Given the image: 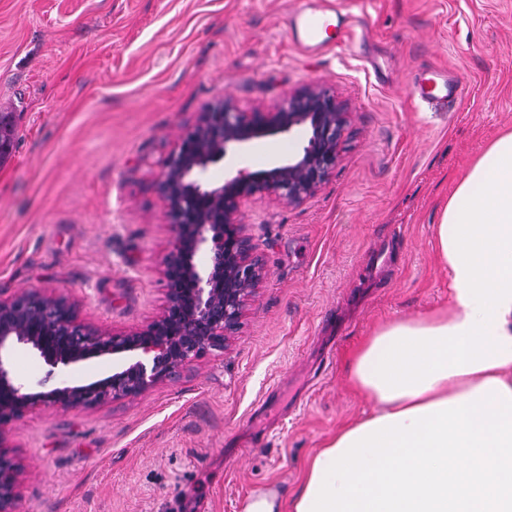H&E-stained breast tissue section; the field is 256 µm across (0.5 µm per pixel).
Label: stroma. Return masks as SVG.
Returning <instances> with one entry per match:
<instances>
[{
  "label": "stroma",
  "mask_w": 512,
  "mask_h": 512,
  "mask_svg": "<svg viewBox=\"0 0 512 512\" xmlns=\"http://www.w3.org/2000/svg\"><path fill=\"white\" fill-rule=\"evenodd\" d=\"M371 21L361 49L303 54L290 0H0V295L66 290L108 333L146 327L164 302L176 237L153 184L200 112H250L319 87L351 120L339 163L295 205L268 195L238 220L266 276L228 346L141 396L1 427L27 474L18 512H240L287 497L321 443L368 409L349 352L381 323L448 304L433 230L458 177L512 129V0H340ZM465 74L445 112L411 73ZM296 134L229 145L207 176L259 171Z\"/></svg>",
  "instance_id": "35a3bbf8"
}]
</instances>
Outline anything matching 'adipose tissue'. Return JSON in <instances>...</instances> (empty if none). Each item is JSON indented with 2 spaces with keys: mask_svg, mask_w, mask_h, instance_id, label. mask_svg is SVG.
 Returning a JSON list of instances; mask_svg holds the SVG:
<instances>
[{
  "mask_svg": "<svg viewBox=\"0 0 512 512\" xmlns=\"http://www.w3.org/2000/svg\"><path fill=\"white\" fill-rule=\"evenodd\" d=\"M448 305L378 327L349 356L369 405L310 458L291 498L241 512H512V130L434 227Z\"/></svg>",
  "mask_w": 512,
  "mask_h": 512,
  "instance_id": "1",
  "label": "adipose tissue"
}]
</instances>
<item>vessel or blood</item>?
I'll return each instance as SVG.
<instances>
[{"mask_svg": "<svg viewBox=\"0 0 512 512\" xmlns=\"http://www.w3.org/2000/svg\"><path fill=\"white\" fill-rule=\"evenodd\" d=\"M288 37L302 51L324 55L363 44L368 23L335 0H294L287 13ZM470 92L459 74L424 65L417 69L411 95L434 111H448Z\"/></svg>", "mask_w": 512, "mask_h": 512, "instance_id": "b4317fda", "label": "vessel or blood"}]
</instances>
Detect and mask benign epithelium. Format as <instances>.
I'll return each instance as SVG.
<instances>
[{
    "label": "benign epithelium",
    "mask_w": 512,
    "mask_h": 512,
    "mask_svg": "<svg viewBox=\"0 0 512 512\" xmlns=\"http://www.w3.org/2000/svg\"><path fill=\"white\" fill-rule=\"evenodd\" d=\"M349 121L336 96L307 88L267 111L239 112L222 101L201 113L198 123L165 163L155 185L178 229L164 260L166 301L146 328L106 333L80 318L68 293L32 290L0 297V427L37 406L67 411L137 397L177 378L210 350L222 349L240 328L244 310L264 277L265 265L236 214L243 200L270 194L292 205L313 195L339 162ZM305 126L298 152L271 168L239 171L213 184L209 166L227 145L286 133ZM204 255V264L195 258ZM25 348L49 366L33 385L12 370ZM111 355L112 374L85 385L47 382L58 369ZM24 465L0 431V512H17Z\"/></svg>",
    "instance_id": "benign-epithelium-1"
}]
</instances>
